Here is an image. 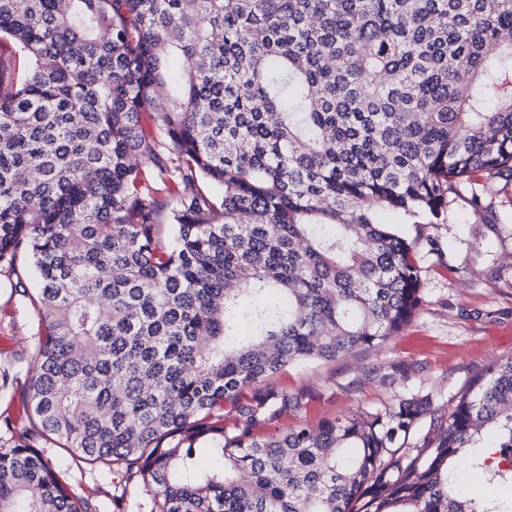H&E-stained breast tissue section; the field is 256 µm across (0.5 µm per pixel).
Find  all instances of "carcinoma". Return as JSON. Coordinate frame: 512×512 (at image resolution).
Masks as SVG:
<instances>
[{
  "label": "carcinoma",
  "mask_w": 512,
  "mask_h": 512,
  "mask_svg": "<svg viewBox=\"0 0 512 512\" xmlns=\"http://www.w3.org/2000/svg\"><path fill=\"white\" fill-rule=\"evenodd\" d=\"M494 179L512 0H0V266L41 323L0 512H80L40 444L151 512H512L453 481L512 486V359L413 455L427 399L288 428L303 395L264 384L410 322L379 212L442 224Z\"/></svg>",
  "instance_id": "cac0c4a2"
}]
</instances>
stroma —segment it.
Masks as SVG:
<instances>
[{
    "label": "stroma",
    "mask_w": 512,
    "mask_h": 512,
    "mask_svg": "<svg viewBox=\"0 0 512 512\" xmlns=\"http://www.w3.org/2000/svg\"><path fill=\"white\" fill-rule=\"evenodd\" d=\"M403 231L417 242L421 302L415 316L381 348L291 367L273 377L275 387L306 395L282 425L315 424L348 413L381 414L399 401L427 397L431 414L401 442L406 449L420 448L435 417L447 415L488 366L512 358V186H496L477 197L466 190L449 194L446 223L407 224ZM431 238L442 253L430 251ZM28 275L22 261L15 270H0V445L6 447L12 444L10 427L27 425L30 417L16 374L39 321L30 304L13 292L17 279ZM45 454L97 512H150V496L136 489L113 509L112 494L123 472L74 466L64 450L52 446Z\"/></svg>",
    "instance_id": "obj_1"
}]
</instances>
